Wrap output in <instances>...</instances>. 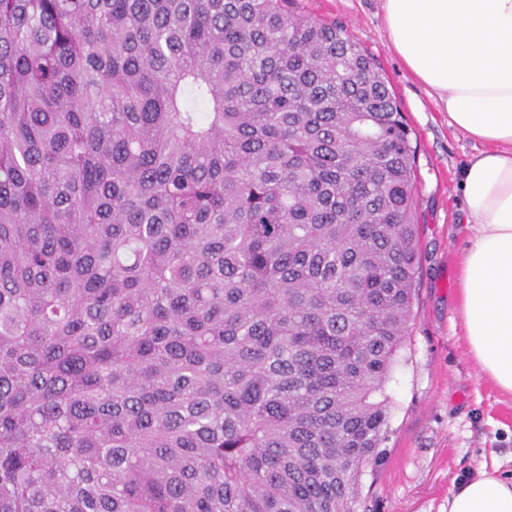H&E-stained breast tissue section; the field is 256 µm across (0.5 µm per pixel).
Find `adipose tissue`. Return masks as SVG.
<instances>
[{
    "label": "adipose tissue",
    "instance_id": "obj_1",
    "mask_svg": "<svg viewBox=\"0 0 512 512\" xmlns=\"http://www.w3.org/2000/svg\"><path fill=\"white\" fill-rule=\"evenodd\" d=\"M388 40L449 125L484 143L462 171L476 235L461 269L471 356L512 393V0H381ZM448 512H512V476L480 471Z\"/></svg>",
    "mask_w": 512,
    "mask_h": 512
}]
</instances>
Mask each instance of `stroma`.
<instances>
[{
    "label": "stroma",
    "mask_w": 512,
    "mask_h": 512,
    "mask_svg": "<svg viewBox=\"0 0 512 512\" xmlns=\"http://www.w3.org/2000/svg\"><path fill=\"white\" fill-rule=\"evenodd\" d=\"M297 7L345 26L376 60L417 140L418 297L410 343L388 385L384 455L361 477L357 512H447L450 492L479 469L512 474V394L481 374L458 301L475 234L461 172L483 145L450 126L431 90L406 72L388 43L380 0H297Z\"/></svg>",
    "instance_id": "stroma-1"
}]
</instances>
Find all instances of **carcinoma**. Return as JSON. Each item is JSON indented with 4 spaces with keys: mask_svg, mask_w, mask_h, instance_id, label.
Segmentation results:
<instances>
[{
    "mask_svg": "<svg viewBox=\"0 0 512 512\" xmlns=\"http://www.w3.org/2000/svg\"><path fill=\"white\" fill-rule=\"evenodd\" d=\"M291 0H0V512H355L417 146Z\"/></svg>",
    "mask_w": 512,
    "mask_h": 512,
    "instance_id": "1",
    "label": "carcinoma"
}]
</instances>
